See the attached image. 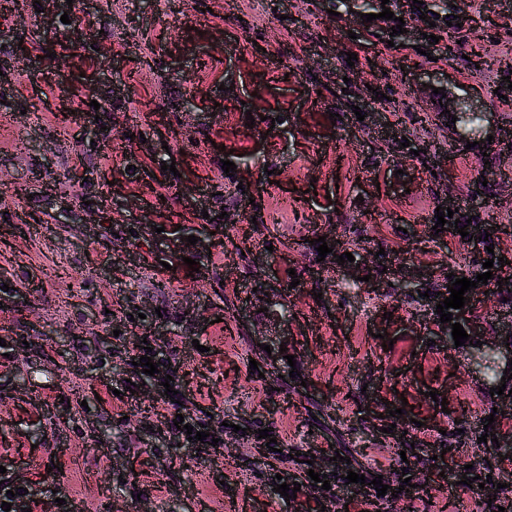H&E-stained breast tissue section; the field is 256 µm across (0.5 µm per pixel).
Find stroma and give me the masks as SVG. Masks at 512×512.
Instances as JSON below:
<instances>
[{
  "label": "stroma",
  "instance_id": "1",
  "mask_svg": "<svg viewBox=\"0 0 512 512\" xmlns=\"http://www.w3.org/2000/svg\"><path fill=\"white\" fill-rule=\"evenodd\" d=\"M412 4L392 5L396 36L374 0H73L69 18L92 21L79 37L35 0L0 12V479L29 489L32 512H368L375 487L347 493L349 470L409 475L403 512H473L482 489L447 477L472 427L492 414L512 438V418L419 324L420 283L382 282L374 254L439 289L448 262L467 272L479 252L433 232L450 194L460 222L504 225L512 255V71L467 59L512 58V0ZM420 83L481 106L490 141L459 145ZM66 108L80 119L61 122ZM240 222L254 226L243 254L219 244ZM385 403L402 438L372 433L367 409ZM179 414L209 439H188ZM320 453L352 458L329 465L326 490L307 475ZM281 482L300 484L295 499Z\"/></svg>",
  "mask_w": 512,
  "mask_h": 512
}]
</instances>
